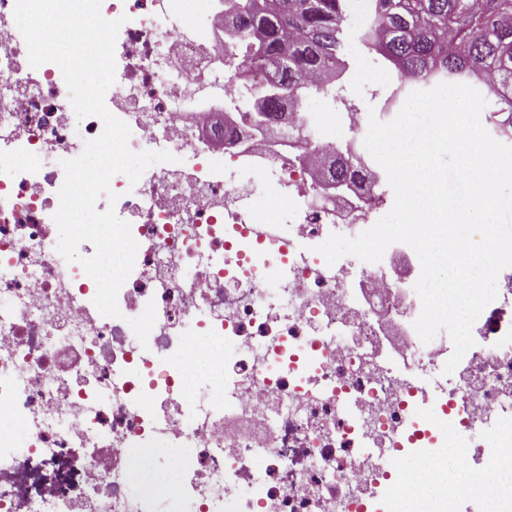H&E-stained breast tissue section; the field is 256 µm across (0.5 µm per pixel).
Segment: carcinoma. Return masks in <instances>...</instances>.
<instances>
[{
	"instance_id": "carcinoma-1",
	"label": "carcinoma",
	"mask_w": 512,
	"mask_h": 512,
	"mask_svg": "<svg viewBox=\"0 0 512 512\" xmlns=\"http://www.w3.org/2000/svg\"><path fill=\"white\" fill-rule=\"evenodd\" d=\"M237 59L233 93L254 100L265 120L279 117L294 93L307 90L306 75L336 76L344 52L349 0H235ZM373 29L368 50L393 65L406 81L432 74L470 83L486 74L494 81L492 118L512 132V0H368ZM319 175L362 188L361 160L331 155Z\"/></svg>"
}]
</instances>
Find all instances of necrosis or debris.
I'll return each instance as SVG.
<instances>
[{
    "label": "necrosis or debris",
    "mask_w": 512,
    "mask_h": 512,
    "mask_svg": "<svg viewBox=\"0 0 512 512\" xmlns=\"http://www.w3.org/2000/svg\"><path fill=\"white\" fill-rule=\"evenodd\" d=\"M14 7L0 0V512H160L162 457L175 512H366L377 488L425 512L470 497L436 476L442 449L464 457L470 433L483 436V512H512V267L448 374L449 335L422 342L421 300L388 274L410 246L331 266L315 250L377 221L357 193L312 205L323 156L364 153L368 112L348 97L291 112L316 126L311 143L276 124L244 139L249 112L216 118L192 66L224 57L213 0H102L105 19L124 21L111 112L132 150L176 157L111 183L139 248L121 315L105 317L94 281L57 252L53 220L61 160L103 124L77 118L56 64L30 66ZM271 204L285 223L261 218ZM150 302L143 344L128 321ZM386 315L405 340L390 341ZM230 414L259 433L218 431Z\"/></svg>",
    "instance_id": "necrosis-or-debris-1"
}]
</instances>
